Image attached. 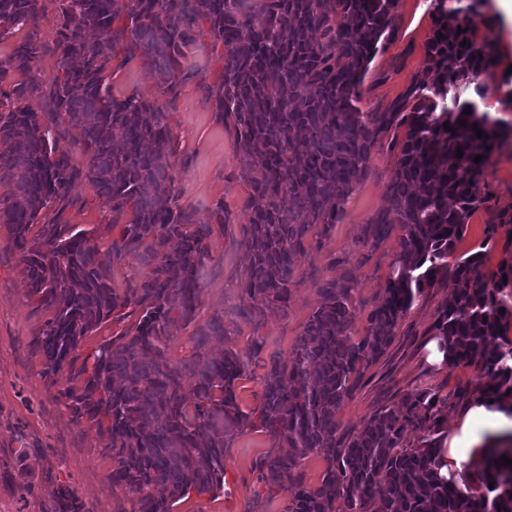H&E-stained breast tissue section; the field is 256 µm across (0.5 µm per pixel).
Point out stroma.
<instances>
[{
	"instance_id": "stroma-1",
	"label": "stroma",
	"mask_w": 512,
	"mask_h": 512,
	"mask_svg": "<svg viewBox=\"0 0 512 512\" xmlns=\"http://www.w3.org/2000/svg\"><path fill=\"white\" fill-rule=\"evenodd\" d=\"M39 6L37 32L47 49L35 75L47 94L59 72V56L52 48L59 0H39ZM395 11L396 29L372 62L364 84L361 108L366 112L388 109L425 66L434 33L431 0H397ZM477 26L479 35L491 41L496 56L489 88L478 98V107L512 123V19L498 10L496 0H486ZM223 70L224 48L203 30L186 58L175 94H160L151 66L121 52L112 61L111 84L115 97L141 96L165 112L176 141L172 174L177 205L204 221L220 204L229 218L225 230L215 231L203 260L193 323L174 321L165 351L170 362L188 361L194 329L219 323L207 346L216 353L230 349L247 355V375L237 381L236 391L241 408L249 411L258 403L270 360L289 358L317 304L318 282L338 274L334 259L345 260L358 282L352 329L363 335L367 314L389 276L397 239L389 237L374 247L361 243V230L384 202L395 154L385 145L374 149L368 175L356 185L329 237L308 249L298 263L287 312H259L240 298L245 274L242 242L250 224L245 208L248 168L234 150L232 130L219 119L207 92ZM483 171L480 193L487 203L471 218L457 251L481 248L484 272L497 275L512 271V139L489 152ZM60 221L88 229L101 259L111 264V286L117 293H125L146 273L137 254L113 262L112 242L120 238L122 227L113 223L110 203L90 183L73 186ZM447 299V289H428L407 313L386 359L369 369L365 385L345 399L337 412L339 432L360 428L379 406L397 402L424 381L454 395L443 425L445 432H453L460 413L469 406L461 394L471 388L476 371L446 366L433 356L437 342L428 330ZM46 318L29 298L28 274L19 251L6 229L0 228V512H52L61 485L74 489L87 512H130L131 495L113 488L109 480L113 463L106 428L73 418L64 398L72 385L68 373L57 374L51 381L41 376L43 359L32 342ZM273 448V439L261 429L235 435L224 456V494H190L173 512H284L283 495L258 493L254 463ZM20 454L26 458L28 479L34 486L24 497L14 490Z\"/></svg>"
}]
</instances>
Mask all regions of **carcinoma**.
<instances>
[{
  "instance_id": "1",
  "label": "carcinoma",
  "mask_w": 512,
  "mask_h": 512,
  "mask_svg": "<svg viewBox=\"0 0 512 512\" xmlns=\"http://www.w3.org/2000/svg\"><path fill=\"white\" fill-rule=\"evenodd\" d=\"M38 2L0 0V37L29 30L0 60V83H12L0 100V142L7 145L0 176L16 185L0 200V226L29 268L30 297L51 313L34 339L43 375L68 371L74 386L64 397L74 416L107 425L112 486L135 496L131 512H173L193 491L224 490V454L234 434L257 425L291 448L255 463L268 494H291L286 512H512V464L502 461L512 459V434L491 444L483 461L469 463L485 493H465L440 474L452 396L436 387L416 386L345 436L336 426L345 399L429 288L448 289L429 329L443 362L478 370L463 396L512 418L503 283L483 273L482 252L454 256L485 203L475 157L512 136V123L463 98L470 88L483 95L493 64L489 42L478 36L477 0H434L431 76L416 77L385 112H364L360 103L371 63L396 29L395 0H61L55 51L63 75L45 114L33 106L41 97L34 75L43 53L34 34ZM201 22L224 46V72L208 96L250 172L242 294L253 306L287 311L306 244L330 235L376 145L386 139L397 151L386 202L363 227L362 243L373 246L399 232L364 334L352 331L355 280L344 268L319 282L317 307L289 360H271L253 411L241 409L236 392L245 358L232 350L208 353L206 330L191 336L190 362L165 358L169 323L194 319L199 258L227 217L220 204L201 223L176 205V149L163 112L149 99L114 97L107 84L121 47L151 63L162 92H175ZM72 129L87 157L82 167L60 148ZM82 180L112 205V223L125 219L112 257L138 252L149 267L123 296L111 287L110 269L88 245L87 231L48 218ZM130 307L141 311L138 322L79 359L85 336ZM410 429L420 436L410 439ZM313 453L325 463L316 485L295 473ZM54 512L85 506L61 486Z\"/></svg>"
}]
</instances>
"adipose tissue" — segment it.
Returning <instances> with one entry per match:
<instances>
[{
  "mask_svg": "<svg viewBox=\"0 0 512 512\" xmlns=\"http://www.w3.org/2000/svg\"><path fill=\"white\" fill-rule=\"evenodd\" d=\"M457 426L448 452L442 460L443 474L453 481L459 478L462 462L481 459L489 437L511 428L512 420L501 413L488 410L485 405L477 404L460 416Z\"/></svg>",
  "mask_w": 512,
  "mask_h": 512,
  "instance_id": "ef3b65f1",
  "label": "adipose tissue"
}]
</instances>
